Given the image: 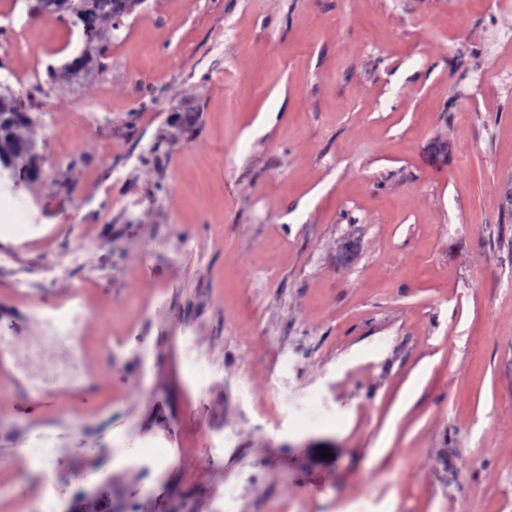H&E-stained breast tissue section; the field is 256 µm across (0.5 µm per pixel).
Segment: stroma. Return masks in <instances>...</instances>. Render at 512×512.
Segmentation results:
<instances>
[{"instance_id":"stroma-1","label":"stroma","mask_w":512,"mask_h":512,"mask_svg":"<svg viewBox=\"0 0 512 512\" xmlns=\"http://www.w3.org/2000/svg\"><path fill=\"white\" fill-rule=\"evenodd\" d=\"M491 2L146 0L52 83L81 27L0 0L42 156L0 178V512H41L28 448L57 512H512ZM75 291L81 383L16 380Z\"/></svg>"}]
</instances>
